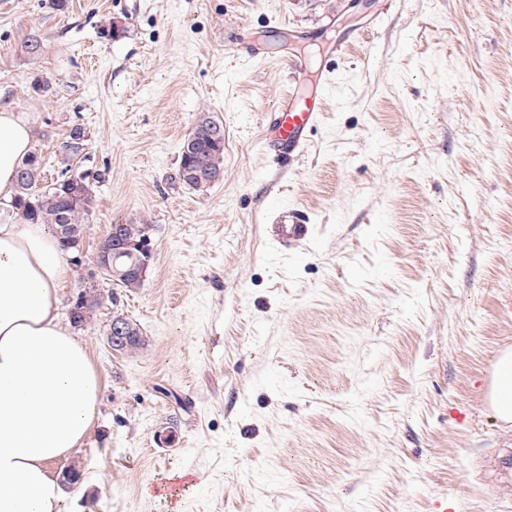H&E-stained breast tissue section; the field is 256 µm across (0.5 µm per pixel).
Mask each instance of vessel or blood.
<instances>
[{
    "instance_id": "vessel-or-blood-1",
    "label": "vessel or blood",
    "mask_w": 512,
    "mask_h": 512,
    "mask_svg": "<svg viewBox=\"0 0 512 512\" xmlns=\"http://www.w3.org/2000/svg\"><path fill=\"white\" fill-rule=\"evenodd\" d=\"M281 63L290 76L289 86L277 104L263 114L262 150L280 166L292 165L307 153L311 136L321 124L329 105L327 83L308 94L300 88L309 76L305 57L291 55ZM271 236L280 245L306 238L309 227L297 212L281 209L272 216Z\"/></svg>"
}]
</instances>
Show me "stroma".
<instances>
[{"mask_svg": "<svg viewBox=\"0 0 512 512\" xmlns=\"http://www.w3.org/2000/svg\"><path fill=\"white\" fill-rule=\"evenodd\" d=\"M120 21L117 39L104 29ZM376 22L323 71L333 103L294 171L260 146L310 55ZM265 54H232L241 34ZM38 37L43 53L20 52ZM0 104L27 122L45 181L70 126L101 173L60 315L103 383L63 512H512L495 459L512 424L487 403L512 349V0H0ZM224 125V176L177 178L199 113ZM308 236L275 245L273 209ZM151 225L137 291L96 274L111 225ZM145 338L113 351V314ZM185 446L167 458L154 432ZM189 473L171 496L148 488ZM100 294L97 293L96 285L94 281L86 282L84 289L80 295L81 298V306L78 308V313L76 314V319H72V322L75 326L81 327L84 326L93 315V312L100 304Z\"/></svg>", "mask_w": 512, "mask_h": 512, "instance_id": "1", "label": "stroma"}]
</instances>
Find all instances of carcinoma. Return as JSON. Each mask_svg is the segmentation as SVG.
Segmentation results:
<instances>
[{
    "mask_svg": "<svg viewBox=\"0 0 512 512\" xmlns=\"http://www.w3.org/2000/svg\"><path fill=\"white\" fill-rule=\"evenodd\" d=\"M70 140L71 134L68 133L61 145L65 164L61 176L42 188L38 187V182L43 180L38 154L31 155L23 163L17 176L12 210L24 222L44 224L50 228L57 234L62 252L66 254L79 250L80 242L58 232V229L67 225L79 236H84L94 206L93 184L98 182L96 177L65 180V175L85 159L79 149L69 148ZM203 173L224 175V125L206 112L199 115L181 143L177 175L182 185L203 191L210 187L209 182L198 180V175ZM147 236L149 226L133 221L110 228L99 245L98 268L106 279L112 281V285L125 292L141 288L144 278L134 270V263L141 257L139 246ZM80 298L81 306L73 320L77 327L85 325L100 304L94 281L85 284Z\"/></svg>",
    "mask_w": 512,
    "mask_h": 512,
    "instance_id": "obj_1",
    "label": "carcinoma"
}]
</instances>
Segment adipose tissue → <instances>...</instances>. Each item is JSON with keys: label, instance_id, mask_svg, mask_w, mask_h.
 Listing matches in <instances>:
<instances>
[{"label": "adipose tissue", "instance_id": "obj_1", "mask_svg": "<svg viewBox=\"0 0 512 512\" xmlns=\"http://www.w3.org/2000/svg\"><path fill=\"white\" fill-rule=\"evenodd\" d=\"M32 150L28 126L0 105V201ZM69 271L46 225L0 221V512H62L48 470L69 459L95 426L100 376L85 342L59 317ZM489 401L512 422V352L492 374Z\"/></svg>", "mask_w": 512, "mask_h": 512}]
</instances>
